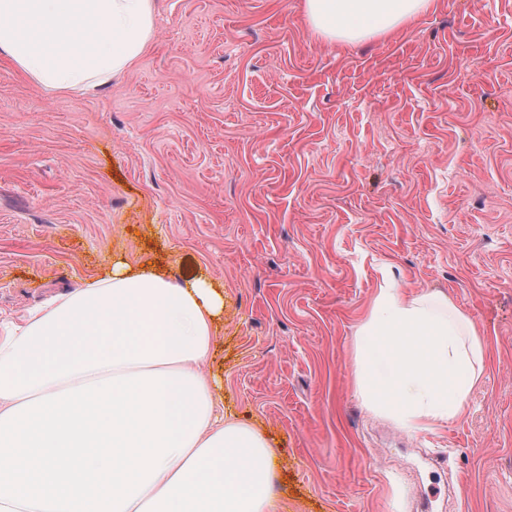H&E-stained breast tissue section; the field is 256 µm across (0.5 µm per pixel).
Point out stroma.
Segmentation results:
<instances>
[{
	"label": "stroma",
	"instance_id": "stroma-1",
	"mask_svg": "<svg viewBox=\"0 0 512 512\" xmlns=\"http://www.w3.org/2000/svg\"><path fill=\"white\" fill-rule=\"evenodd\" d=\"M96 94L0 57V322L122 253L224 290L206 366L275 450L278 512H512V0H435L357 45L303 0H156ZM445 292L486 370L458 419L369 411L352 340L383 275Z\"/></svg>",
	"mask_w": 512,
	"mask_h": 512
}]
</instances>
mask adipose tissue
<instances>
[{"instance_id": "obj_1", "label": "adipose tissue", "mask_w": 512, "mask_h": 512, "mask_svg": "<svg viewBox=\"0 0 512 512\" xmlns=\"http://www.w3.org/2000/svg\"><path fill=\"white\" fill-rule=\"evenodd\" d=\"M434 0H304L311 30L354 45ZM154 39V0H0V57L47 94L89 92ZM224 293L114 255L85 287L0 328V512H276L275 451L218 417L205 373ZM486 345L444 292L383 278L353 341L370 411L415 432L459 418Z\"/></svg>"}]
</instances>
